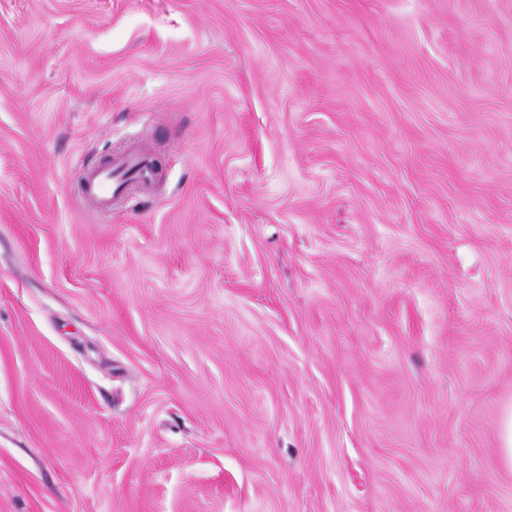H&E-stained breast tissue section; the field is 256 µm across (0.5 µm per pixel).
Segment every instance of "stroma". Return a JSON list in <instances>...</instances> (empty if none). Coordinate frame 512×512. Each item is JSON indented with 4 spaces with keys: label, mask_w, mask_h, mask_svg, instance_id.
<instances>
[{
    "label": "stroma",
    "mask_w": 512,
    "mask_h": 512,
    "mask_svg": "<svg viewBox=\"0 0 512 512\" xmlns=\"http://www.w3.org/2000/svg\"><path fill=\"white\" fill-rule=\"evenodd\" d=\"M511 405L512 0H0V512H512ZM149 150L141 145L130 146L123 154L112 158V167L108 170L95 169L84 173L82 182L86 186L85 199L88 205L107 212L112 207V196L115 191L113 187V174L116 171L137 169L144 183V188L151 185L147 183L149 172L146 166ZM499 441L504 464L512 470V406L506 408L500 421Z\"/></svg>",
    "instance_id": "obj_1"
}]
</instances>
